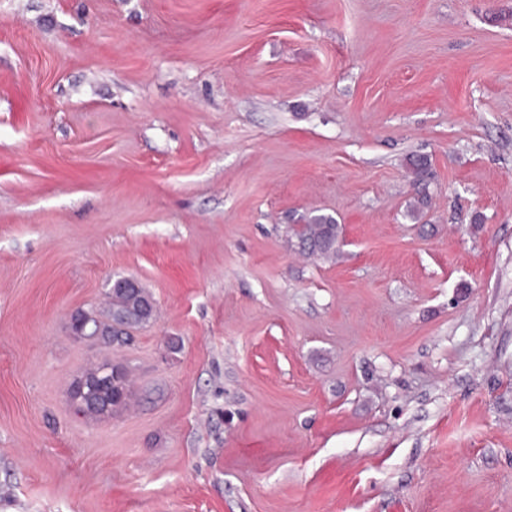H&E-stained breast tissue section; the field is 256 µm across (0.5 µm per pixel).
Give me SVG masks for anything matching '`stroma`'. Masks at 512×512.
Segmentation results:
<instances>
[{
    "instance_id": "35a3bbf8",
    "label": "stroma",
    "mask_w": 512,
    "mask_h": 512,
    "mask_svg": "<svg viewBox=\"0 0 512 512\" xmlns=\"http://www.w3.org/2000/svg\"><path fill=\"white\" fill-rule=\"evenodd\" d=\"M0 512H512V0H0ZM303 224H297L295 229V242L304 243L307 254L325 260L336 259L342 234L340 224L330 215L313 214L302 216ZM116 282L126 284L129 288H139L137 280L133 277H120L116 279ZM108 298V303L103 310H89L100 323V333L96 340L109 345L123 346L117 341L118 336L113 335L111 322L135 315L139 316L140 321L135 329L143 326L153 319L154 302L150 293L142 286L135 294L126 288L117 286L110 290ZM107 364V361L95 363L79 373L82 379L91 381L93 385L87 387L79 398L78 412L92 420L118 413L129 405L133 397L129 368L113 364L111 374L105 371Z\"/></svg>"
}]
</instances>
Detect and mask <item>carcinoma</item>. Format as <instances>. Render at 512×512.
<instances>
[{
	"label": "carcinoma",
	"mask_w": 512,
	"mask_h": 512,
	"mask_svg": "<svg viewBox=\"0 0 512 512\" xmlns=\"http://www.w3.org/2000/svg\"><path fill=\"white\" fill-rule=\"evenodd\" d=\"M429 168L428 159L420 155L408 158V169L413 176L414 184L423 181ZM302 223L297 225L294 238L307 246L306 253L325 260H333L337 256L342 234V228L330 215L313 214L301 217ZM153 299L143 287L136 293L119 286L109 292L106 307L99 311L92 309L90 313L100 323V333L97 340L109 344L120 345L113 335L111 322L129 316L139 317L140 325H145L153 319ZM107 362L90 365L80 372L81 378L92 382L79 398L78 412L96 420L102 415H114L125 409L132 400L133 391L131 372L122 364L112 365V372L105 371Z\"/></svg>",
	"instance_id": "obj_1"
}]
</instances>
